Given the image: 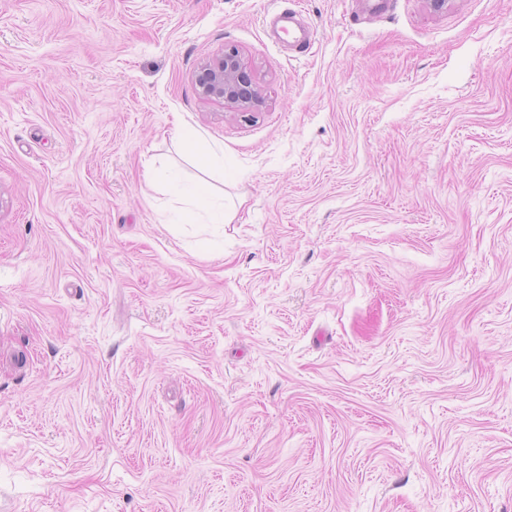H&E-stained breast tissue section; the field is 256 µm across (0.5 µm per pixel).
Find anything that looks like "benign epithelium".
Here are the masks:
<instances>
[{
	"label": "benign epithelium",
	"mask_w": 512,
	"mask_h": 512,
	"mask_svg": "<svg viewBox=\"0 0 512 512\" xmlns=\"http://www.w3.org/2000/svg\"><path fill=\"white\" fill-rule=\"evenodd\" d=\"M198 86L203 96L223 102L230 110L262 104L250 67L231 49L203 68Z\"/></svg>",
	"instance_id": "7a95c632"
}]
</instances>
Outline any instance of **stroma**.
<instances>
[{
    "label": "stroma",
    "mask_w": 512,
    "mask_h": 512,
    "mask_svg": "<svg viewBox=\"0 0 512 512\" xmlns=\"http://www.w3.org/2000/svg\"><path fill=\"white\" fill-rule=\"evenodd\" d=\"M361 4L0 0V512H512V0ZM198 86L203 96L222 101L230 110L262 104L250 67L231 49L203 68Z\"/></svg>",
    "instance_id": "stroma-1"
}]
</instances>
